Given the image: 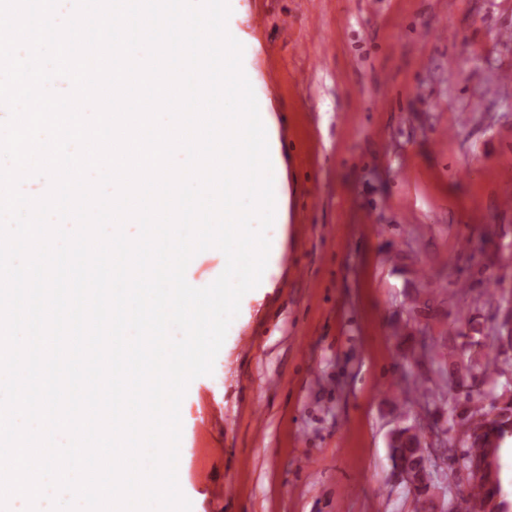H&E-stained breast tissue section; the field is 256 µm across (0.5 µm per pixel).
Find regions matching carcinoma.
I'll return each mask as SVG.
<instances>
[{"instance_id":"obj_1","label":"carcinoma","mask_w":512,"mask_h":512,"mask_svg":"<svg viewBox=\"0 0 512 512\" xmlns=\"http://www.w3.org/2000/svg\"><path fill=\"white\" fill-rule=\"evenodd\" d=\"M501 355L500 351L494 354L489 351L480 353L475 357V362L483 375H492L499 372L503 364ZM464 399L467 407L461 411L459 420L455 422L460 433L463 462L452 474L456 495L448 499V512H463V503L473 492L480 501L479 512H487L491 491L478 477V470L484 448L493 445L498 449L507 437L512 436V398L504 401L493 416L481 404L480 397H474L466 391ZM419 427V422L406 427V436L389 444L390 460L392 467L400 466L414 472V512H428L432 504L429 488L435 462L426 453V449L419 447V435L416 433Z\"/></svg>"}]
</instances>
